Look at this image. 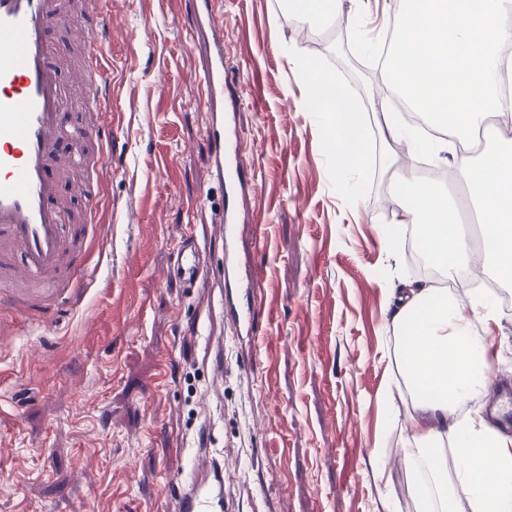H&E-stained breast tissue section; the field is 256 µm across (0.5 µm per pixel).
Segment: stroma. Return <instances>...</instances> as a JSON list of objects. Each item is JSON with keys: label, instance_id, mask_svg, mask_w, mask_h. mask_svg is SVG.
I'll list each match as a JSON object with an SVG mask.
<instances>
[{"label": "stroma", "instance_id": "1", "mask_svg": "<svg viewBox=\"0 0 512 512\" xmlns=\"http://www.w3.org/2000/svg\"><path fill=\"white\" fill-rule=\"evenodd\" d=\"M285 2L215 3L264 238L241 230L261 305L253 335L235 336L214 282L190 290L164 274L179 232L222 252L192 0H109L111 162L100 181L60 187L74 225L96 196L108 236L89 234L93 281L53 310V332L0 312V512H176L204 434L231 512H417L401 453L412 402L383 400L405 380L388 292L417 281L404 243L377 233L391 171L370 145L371 164L337 191L327 131L281 46L357 97L380 76L372 50L338 27L301 32ZM88 22L49 28L64 82Z\"/></svg>", "mask_w": 512, "mask_h": 512}]
</instances>
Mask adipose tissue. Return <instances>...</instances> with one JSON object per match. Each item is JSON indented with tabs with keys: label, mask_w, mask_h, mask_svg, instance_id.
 Wrapping results in <instances>:
<instances>
[{
	"label": "adipose tissue",
	"mask_w": 512,
	"mask_h": 512,
	"mask_svg": "<svg viewBox=\"0 0 512 512\" xmlns=\"http://www.w3.org/2000/svg\"><path fill=\"white\" fill-rule=\"evenodd\" d=\"M400 3L391 40L346 10L345 0H305L290 18L301 27L347 24L370 47L390 41L383 81L427 114L434 128L452 135L454 167L474 190L484 259L511 279L512 139H501L496 148L487 142L501 138L492 119L505 106V83L512 80V56L503 52L512 43V0ZM293 64L309 88L306 108L330 118L331 151L347 158L336 169L337 188H344L347 170L367 165L371 140L380 142L387 166L396 145L404 142L413 153L436 151L435 141L417 136L400 113L388 111L384 98H372L378 119L367 124L335 79L306 59L295 58ZM480 130L486 141L476 139ZM401 224L419 225L421 251L443 278L465 283L474 265V246L441 184L429 182L401 198L391 226L379 230L383 241L395 243ZM469 298L480 311L478 320L459 312L457 292L438 297L424 286L407 290L389 308L392 328L403 333V373L417 412L402 453L416 476L412 495L418 512H457L461 497L469 512H512V436L493 426L477 405L491 387L488 334L499 321V309L489 294L475 291ZM450 455L459 462L453 471L446 463Z\"/></svg>",
	"instance_id": "ef3b65f1"
}]
</instances>
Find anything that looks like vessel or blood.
<instances>
[{"label":"vessel or blood","mask_w":512,"mask_h":512,"mask_svg":"<svg viewBox=\"0 0 512 512\" xmlns=\"http://www.w3.org/2000/svg\"><path fill=\"white\" fill-rule=\"evenodd\" d=\"M207 17L202 37L207 46L204 94L199 107L208 114L202 147L222 192L217 213L223 256L202 255L194 238L179 233L173 274L185 287L213 278L230 295L243 328L254 313L253 276L237 261L239 229L259 210L253 167L243 154L236 119V98L224 70V39L211 19L215 0H200ZM64 16L62 0H0V306L32 312L50 306L63 293L80 301L91 272L83 239L67 234V207L57 195L56 173L65 167L103 170V157L89 155L86 144L98 126L67 119L69 102L55 53L46 32ZM109 25L81 29L76 39L88 51L90 70L74 80L86 91L79 103L91 115H107L101 65ZM72 151L60 155L58 145ZM180 512H224V473L207 468L179 498Z\"/></svg>","instance_id":"vessel-or-blood-1"}]
</instances>
